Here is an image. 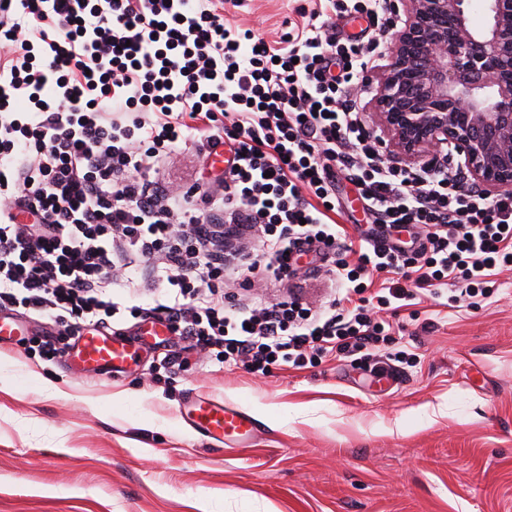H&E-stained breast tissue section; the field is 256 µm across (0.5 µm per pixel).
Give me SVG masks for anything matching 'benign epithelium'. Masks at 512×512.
<instances>
[{
  "instance_id": "7a95c632",
  "label": "benign epithelium",
  "mask_w": 512,
  "mask_h": 512,
  "mask_svg": "<svg viewBox=\"0 0 512 512\" xmlns=\"http://www.w3.org/2000/svg\"><path fill=\"white\" fill-rule=\"evenodd\" d=\"M370 105L398 160L454 155L489 195L512 190V0H400Z\"/></svg>"
}]
</instances>
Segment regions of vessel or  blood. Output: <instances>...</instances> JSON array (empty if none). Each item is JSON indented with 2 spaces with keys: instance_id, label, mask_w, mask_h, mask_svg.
Listing matches in <instances>:
<instances>
[{
  "instance_id": "vessel-or-blood-1",
  "label": "vessel or blood",
  "mask_w": 512,
  "mask_h": 512,
  "mask_svg": "<svg viewBox=\"0 0 512 512\" xmlns=\"http://www.w3.org/2000/svg\"><path fill=\"white\" fill-rule=\"evenodd\" d=\"M72 357L90 370L104 374L122 371L133 360L134 354L128 344L87 328L82 330ZM179 415L199 436L207 439L250 441L258 433L256 423L248 412L208 398H190L180 408Z\"/></svg>"
}]
</instances>
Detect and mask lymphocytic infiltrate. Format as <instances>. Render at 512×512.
<instances>
[{"label":"lymphocytic infiltrate","mask_w":512,"mask_h":512,"mask_svg":"<svg viewBox=\"0 0 512 512\" xmlns=\"http://www.w3.org/2000/svg\"><path fill=\"white\" fill-rule=\"evenodd\" d=\"M241 0H0V310L58 320L68 336L110 329L114 271L150 264L154 308L199 358L252 374L335 355H384L380 313L445 285L485 294L512 266V193L464 186L444 166L385 160L360 115L376 38L342 37L338 19L391 24L387 0H326L280 47L224 18ZM30 109L16 111L18 97ZM194 120L224 144V182L191 192L147 173ZM354 184L369 225L352 242L335 215L336 178ZM252 224L259 251L238 250L251 277L290 282L299 258L339 284L318 308L227 301L225 224ZM386 280L366 295L372 273Z\"/></svg>","instance_id":"lymphocytic-infiltrate-1"}]
</instances>
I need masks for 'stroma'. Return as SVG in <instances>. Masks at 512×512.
Returning <instances> with one entry per match:
<instances>
[{
	"mask_svg": "<svg viewBox=\"0 0 512 512\" xmlns=\"http://www.w3.org/2000/svg\"><path fill=\"white\" fill-rule=\"evenodd\" d=\"M311 0H244L229 20L268 42ZM155 178L186 190L223 174L189 129ZM398 363L364 353L267 375L119 332L137 361L102 376L31 347L49 319L0 343V512H512V270L463 303L385 312ZM196 393L246 408L250 447L206 444L178 415Z\"/></svg>",
	"mask_w": 512,
	"mask_h": 512,
	"instance_id": "35a3bbf8",
	"label": "stroma"
}]
</instances>
